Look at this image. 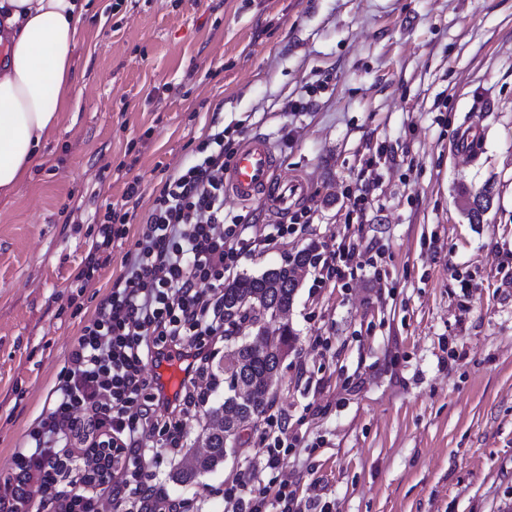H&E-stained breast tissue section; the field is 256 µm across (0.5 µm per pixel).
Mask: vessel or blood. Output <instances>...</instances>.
<instances>
[{
	"instance_id": "b4317fda",
	"label": "vessel or blood",
	"mask_w": 512,
	"mask_h": 512,
	"mask_svg": "<svg viewBox=\"0 0 512 512\" xmlns=\"http://www.w3.org/2000/svg\"><path fill=\"white\" fill-rule=\"evenodd\" d=\"M276 163L275 148L269 139L262 136L249 138L224 174L226 197L244 204L264 200L273 212L287 214L294 200L305 195L307 184L296 175L272 183Z\"/></svg>"
}]
</instances>
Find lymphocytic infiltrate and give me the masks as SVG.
Listing matches in <instances>:
<instances>
[{
	"label": "lymphocytic infiltrate",
	"instance_id": "f902f5d3",
	"mask_svg": "<svg viewBox=\"0 0 512 512\" xmlns=\"http://www.w3.org/2000/svg\"><path fill=\"white\" fill-rule=\"evenodd\" d=\"M242 133L215 127L191 162L162 178L123 273L72 346L52 407L14 450L11 470L0 474V512H29L35 492L54 512H100L106 495L129 512H181L163 485L145 480V464L159 458L147 436L159 430L171 450L183 448L182 424L206 402L201 383L209 377L211 346L225 335V286L245 254L296 231L292 224H251L225 212L224 171ZM126 222L121 208L107 207L101 239L72 288L83 291L107 265ZM175 355L186 375L166 398L145 367ZM99 443L123 454L106 489L92 491L84 455ZM292 448L285 431L271 433L251 477L225 484L224 512H319L317 498L299 500L276 477Z\"/></svg>",
	"mask_w": 512,
	"mask_h": 512
}]
</instances>
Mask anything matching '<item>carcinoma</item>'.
I'll return each instance as SVG.
<instances>
[{
	"label": "carcinoma",
	"instance_id": "1",
	"mask_svg": "<svg viewBox=\"0 0 512 512\" xmlns=\"http://www.w3.org/2000/svg\"><path fill=\"white\" fill-rule=\"evenodd\" d=\"M318 246L314 243L301 249L294 260L270 268L259 275L241 274L230 285L224 287V309L235 310L238 320L253 326L252 332L260 334V317L272 320L283 308L293 306L296 293L302 282V272L315 265ZM279 335L269 336L256 349L250 346L234 344L225 355L221 371L231 369L243 380L254 386V398L251 407L241 404L228 387L224 401L206 411L207 421L201 427L199 437L209 445L208 452L199 456L186 452L181 465L172 479L181 485L197 482L202 474L216 470L224 464V453L228 448L240 442V432L244 427L256 424L270 406L262 385L266 372L279 363L281 349L292 348L297 341V333L292 324H279Z\"/></svg>",
	"mask_w": 512,
	"mask_h": 512
}]
</instances>
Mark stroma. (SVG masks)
<instances>
[{"mask_svg":"<svg viewBox=\"0 0 512 512\" xmlns=\"http://www.w3.org/2000/svg\"><path fill=\"white\" fill-rule=\"evenodd\" d=\"M67 109L0 195V473L82 326L123 271L160 187L212 119L274 143L309 184L305 229L245 255L260 274L309 243L349 283L306 273L298 341L272 397L297 448L281 477L328 512H512V0H89ZM312 103L286 110L308 86ZM480 153L457 154L463 125ZM363 217L346 197L371 149ZM133 162L139 198L112 259L70 303L94 214L122 200L104 170ZM491 185L470 223L463 193ZM265 421L237 457L185 488L179 456L152 472L185 512H224V484L265 453Z\"/></svg>","mask_w":512,"mask_h":512,"instance_id":"35a3bbf8","label":"stroma"}]
</instances>
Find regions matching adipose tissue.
Masks as SVG:
<instances>
[{
    "instance_id": "ef3b65f1",
    "label": "adipose tissue",
    "mask_w": 512,
    "mask_h": 512,
    "mask_svg": "<svg viewBox=\"0 0 512 512\" xmlns=\"http://www.w3.org/2000/svg\"><path fill=\"white\" fill-rule=\"evenodd\" d=\"M88 0H0V194L23 181L42 141L66 110L64 88Z\"/></svg>"
}]
</instances>
